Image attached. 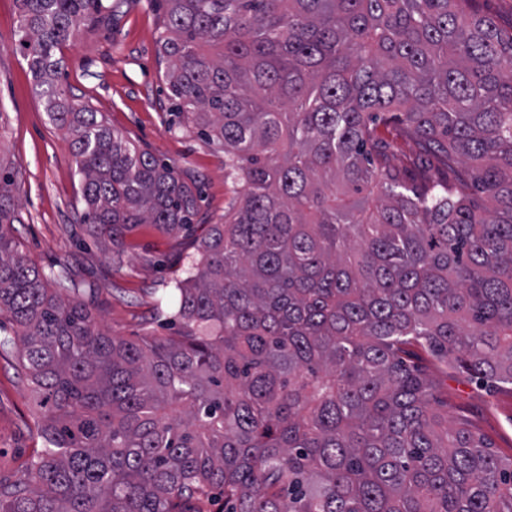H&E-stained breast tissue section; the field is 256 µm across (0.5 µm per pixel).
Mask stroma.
Wrapping results in <instances>:
<instances>
[{"label": "stroma", "mask_w": 512, "mask_h": 512, "mask_svg": "<svg viewBox=\"0 0 512 512\" xmlns=\"http://www.w3.org/2000/svg\"><path fill=\"white\" fill-rule=\"evenodd\" d=\"M19 13L18 0H0V153L19 171V250L43 269L65 266L94 285L88 303L113 335H173L178 325L172 286L182 275L177 259L194 253L208 225L223 223L232 188L224 183L223 153L170 124L157 44L164 9L159 0H123L110 19L83 29L62 49L59 81L71 96L102 112L136 145L176 162L202 192L193 235L140 224L115 241L88 236L80 222L81 178L65 132L50 120L17 48ZM446 385L449 419L467 416L497 455L511 457L512 390L488 391L453 377ZM43 446L17 350L0 349V475L21 472Z\"/></svg>", "instance_id": "stroma-1"}]
</instances>
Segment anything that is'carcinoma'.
<instances>
[{"label":"carcinoma","instance_id":"carcinoma-1","mask_svg":"<svg viewBox=\"0 0 512 512\" xmlns=\"http://www.w3.org/2000/svg\"><path fill=\"white\" fill-rule=\"evenodd\" d=\"M18 2L86 231H190L193 178L58 82L117 5ZM164 2L178 126L240 192L183 259L181 329L128 340L19 252L0 157V347L22 348L44 439L0 512H191L211 489L224 512H512V458L417 364L512 385V33L476 0Z\"/></svg>","mask_w":512,"mask_h":512}]
</instances>
